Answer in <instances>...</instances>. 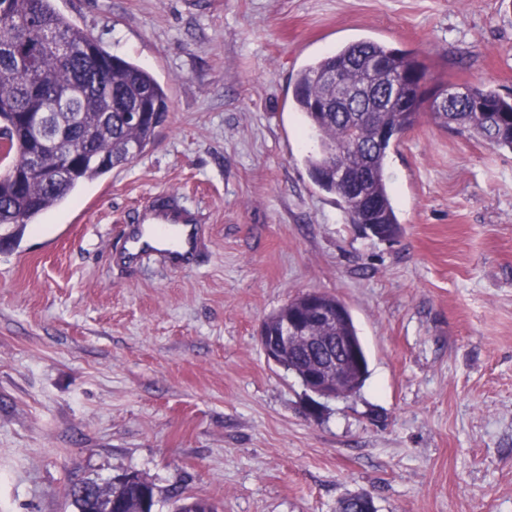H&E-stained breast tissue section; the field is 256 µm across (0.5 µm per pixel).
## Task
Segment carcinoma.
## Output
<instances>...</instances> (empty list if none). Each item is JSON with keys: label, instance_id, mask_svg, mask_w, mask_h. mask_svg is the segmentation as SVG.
I'll return each instance as SVG.
<instances>
[{"label": "carcinoma", "instance_id": "cac0c4a2", "mask_svg": "<svg viewBox=\"0 0 512 512\" xmlns=\"http://www.w3.org/2000/svg\"><path fill=\"white\" fill-rule=\"evenodd\" d=\"M416 63L408 51L360 40L313 59L297 73L292 109L320 141L306 165L322 190L340 198L352 224H384L400 232L385 175L392 139H376L381 127L400 137L428 114L443 127L512 149L511 100L471 86L452 93L455 110L442 111L404 82ZM65 93L72 106L63 110L58 97ZM330 98H348L351 106L326 111L321 101ZM32 112L52 114L64 135L58 145L29 138L24 121ZM168 112V95L150 71L111 54L59 12L54 0H0V224L22 231L82 184L130 164L154 141ZM69 146L87 148L72 176L50 185L11 178L35 155L41 165L56 166ZM336 149L345 174L363 179L364 199L354 201L347 181L326 166V156ZM68 495L77 512H155L157 505L154 485L136 471L113 477L100 499L85 498L73 487ZM176 512L216 508L206 499L186 497Z\"/></svg>", "mask_w": 512, "mask_h": 512}]
</instances>
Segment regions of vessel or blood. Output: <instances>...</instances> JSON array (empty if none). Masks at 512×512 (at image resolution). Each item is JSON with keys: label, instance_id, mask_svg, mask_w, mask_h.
<instances>
[{"label": "vessel or blood", "instance_id": "obj_1", "mask_svg": "<svg viewBox=\"0 0 512 512\" xmlns=\"http://www.w3.org/2000/svg\"><path fill=\"white\" fill-rule=\"evenodd\" d=\"M199 245L195 219L172 196L159 197L137 211L135 227L125 229L119 254L126 261L146 253H161L174 268L186 265Z\"/></svg>", "mask_w": 512, "mask_h": 512}]
</instances>
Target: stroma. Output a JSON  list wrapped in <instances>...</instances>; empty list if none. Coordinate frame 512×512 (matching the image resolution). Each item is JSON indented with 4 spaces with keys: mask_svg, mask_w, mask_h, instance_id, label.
<instances>
[{
    "mask_svg": "<svg viewBox=\"0 0 512 512\" xmlns=\"http://www.w3.org/2000/svg\"><path fill=\"white\" fill-rule=\"evenodd\" d=\"M153 73L170 111L129 165L21 236L0 226V512H75L134 470L218 512H512V150L423 117L385 174L401 231L351 224L312 180L288 105L311 59L371 37L428 88L512 96V0H56ZM203 218L192 270L118 262L135 208ZM345 302L369 360L310 413L259 327L296 295Z\"/></svg>",
    "mask_w": 512,
    "mask_h": 512,
    "instance_id": "stroma-1",
    "label": "stroma"
}]
</instances>
